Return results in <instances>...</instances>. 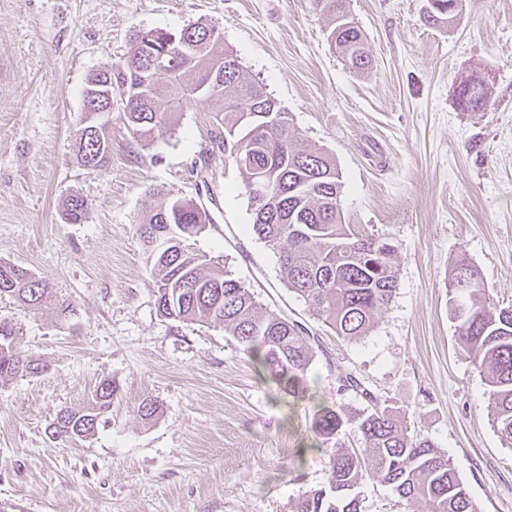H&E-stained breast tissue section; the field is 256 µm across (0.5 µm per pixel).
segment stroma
Returning <instances> with one entry per match:
<instances>
[{
  "mask_svg": "<svg viewBox=\"0 0 512 512\" xmlns=\"http://www.w3.org/2000/svg\"><path fill=\"white\" fill-rule=\"evenodd\" d=\"M425 3L349 0L372 56L357 72L312 0H0V259L72 306L64 318L0 298L17 351L45 366L0 381V512H287L327 481L326 456L306 450L316 402L364 405L341 390L343 372L406 412L478 512H512V447L448 314L462 259L495 304L512 305V0H462L445 27L424 22ZM196 22L219 26L246 74L335 159L352 232L396 245L399 286L362 340L336 336L284 285L233 161L216 150L213 107H186L176 130L147 141L116 118L108 166L77 161L86 77L125 57L133 30ZM468 79L492 107L459 109ZM153 191L201 204L212 222L192 248L307 329L316 401L280 396L223 331L160 316L136 231ZM73 195L91 205L80 224L63 219ZM105 380L119 395L94 435L52 436L58 410L85 407ZM146 398L161 405L149 420L136 413ZM357 493L361 512L419 510L376 480Z\"/></svg>",
  "mask_w": 512,
  "mask_h": 512,
  "instance_id": "35a3bbf8",
  "label": "stroma"
}]
</instances>
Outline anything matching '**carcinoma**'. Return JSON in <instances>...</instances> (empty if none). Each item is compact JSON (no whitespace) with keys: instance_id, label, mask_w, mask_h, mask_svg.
Returning <instances> with one entry per match:
<instances>
[{"instance_id":"obj_1","label":"carcinoma","mask_w":512,"mask_h":512,"mask_svg":"<svg viewBox=\"0 0 512 512\" xmlns=\"http://www.w3.org/2000/svg\"><path fill=\"white\" fill-rule=\"evenodd\" d=\"M429 25L447 26L459 13L460 0H426ZM331 20V46L355 71L372 62L366 37L350 18L346 0H314ZM174 56V74L150 80L152 60ZM116 92L126 97L120 119L141 139L174 130L184 109L221 103L215 113L224 127L219 148L235 163L248 193L252 232L277 252L288 289L304 299L336 335L357 342L370 334L378 315L398 288L396 246L387 237L358 236L342 222L343 188L336 161L323 148L304 141L290 112L258 81L246 76L238 56L224 46L216 27L193 23L178 32L136 30L127 56L106 71L92 73L83 90V109L102 107ZM459 107L480 111L493 105L482 83L466 80L457 91ZM112 152L111 128L86 123L76 139L79 162L89 158L102 168ZM90 211L88 201L70 197L65 219L79 223ZM210 223L193 200L168 194L160 203L144 202L137 232L148 252L157 294V311L165 318L221 329L250 353L280 393L294 402L313 397L308 372L314 352L304 328L263 310L253 293L224 263L186 249ZM8 295L32 310L49 306L64 312L51 282L28 269L0 260V296ZM448 311L456 323L457 341L473 369L483 375L494 403L493 426L512 446V306L491 302L486 280L475 265L462 261L448 280ZM15 324L0 319V379L41 373L44 367L16 352ZM342 387L360 394V410L321 404L312 431L330 449L325 486L310 489L289 512H360L355 489L368 480L391 486L421 512H477L445 454L408 430L400 408L378 403L353 376ZM119 389L102 382L82 409H60L51 428L68 439L93 434L111 412ZM355 429L361 447L341 441Z\"/></svg>"}]
</instances>
